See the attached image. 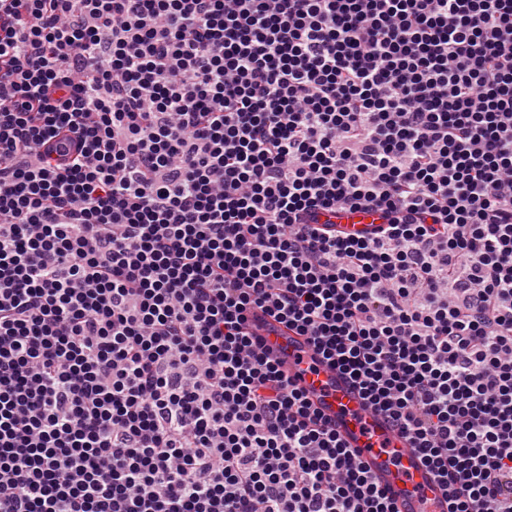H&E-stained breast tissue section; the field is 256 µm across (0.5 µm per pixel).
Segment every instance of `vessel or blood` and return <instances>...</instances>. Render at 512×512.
<instances>
[{"mask_svg": "<svg viewBox=\"0 0 512 512\" xmlns=\"http://www.w3.org/2000/svg\"><path fill=\"white\" fill-rule=\"evenodd\" d=\"M318 221L359 237L368 235L384 218L374 209L344 208L320 212ZM249 324L267 353L287 368L341 440L359 450L362 462L398 512H448L445 487L412 451L408 439L385 416L367 407L346 374L313 357L304 337L262 311L251 313Z\"/></svg>", "mask_w": 512, "mask_h": 512, "instance_id": "b4317fda", "label": "vessel or blood"}]
</instances>
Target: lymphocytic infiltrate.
Wrapping results in <instances>:
<instances>
[{"label": "lymphocytic infiltrate", "mask_w": 512, "mask_h": 512, "mask_svg": "<svg viewBox=\"0 0 512 512\" xmlns=\"http://www.w3.org/2000/svg\"><path fill=\"white\" fill-rule=\"evenodd\" d=\"M256 308L512 512V0H0V512H397ZM318 224H332L337 230L345 234L359 237L368 235L369 231L385 219L380 211L374 209H336V211H321Z\"/></svg>", "instance_id": "f902f5d3"}]
</instances>
